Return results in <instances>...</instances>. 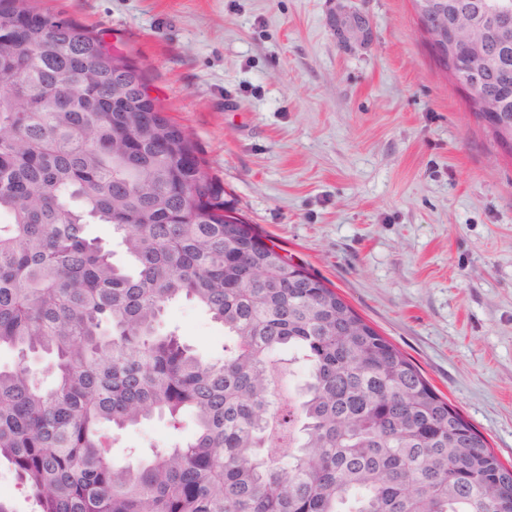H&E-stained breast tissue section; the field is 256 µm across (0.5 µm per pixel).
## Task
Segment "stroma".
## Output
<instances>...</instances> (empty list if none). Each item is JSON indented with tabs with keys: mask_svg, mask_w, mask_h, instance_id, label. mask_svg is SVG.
Segmentation results:
<instances>
[{
	"mask_svg": "<svg viewBox=\"0 0 512 512\" xmlns=\"http://www.w3.org/2000/svg\"><path fill=\"white\" fill-rule=\"evenodd\" d=\"M147 65L224 203L326 279L512 462V155L440 71L410 0H37ZM356 10L368 40L340 38ZM197 354L224 331L174 304ZM159 419L121 445L191 436ZM371 29L368 18L362 14L343 13L336 20V33L363 38Z\"/></svg>",
	"mask_w": 512,
	"mask_h": 512,
	"instance_id": "1",
	"label": "stroma"
}]
</instances>
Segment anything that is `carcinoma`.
Wrapping results in <instances>:
<instances>
[{"label": "carcinoma", "mask_w": 512, "mask_h": 512, "mask_svg": "<svg viewBox=\"0 0 512 512\" xmlns=\"http://www.w3.org/2000/svg\"><path fill=\"white\" fill-rule=\"evenodd\" d=\"M444 13L476 116L512 152V0ZM0 462L38 512H512V465L319 277L225 209L193 138L129 52L32 0H0ZM111 228L125 260L92 235ZM195 304L224 359L161 323ZM53 358L46 389L28 359ZM306 377L283 404L278 378ZM194 434L137 462L108 430Z\"/></svg>", "instance_id": "1"}]
</instances>
